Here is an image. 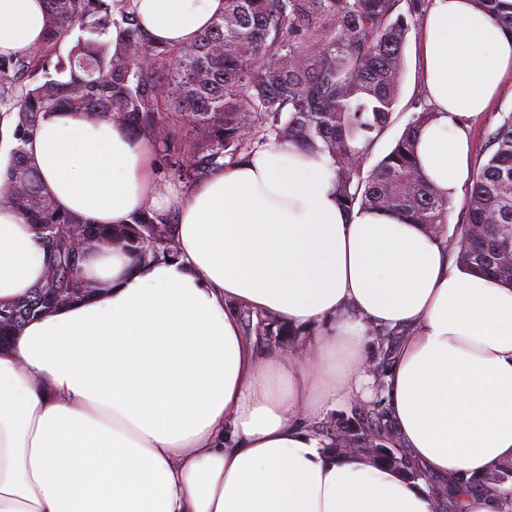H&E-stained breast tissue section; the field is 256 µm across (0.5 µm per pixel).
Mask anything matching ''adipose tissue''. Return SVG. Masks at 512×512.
<instances>
[{
  "mask_svg": "<svg viewBox=\"0 0 512 512\" xmlns=\"http://www.w3.org/2000/svg\"><path fill=\"white\" fill-rule=\"evenodd\" d=\"M159 43L191 44L224 0H134ZM46 0H0V54L40 46ZM418 134L423 177L457 200L471 142L512 74V34L472 0H433ZM26 160L60 211L104 229L176 211V257L139 263L102 233L88 298L0 347V512H434L422 482L337 454L309 423L366 381L371 328L402 331L382 393L428 474L478 479L512 462V288L449 269L403 217L344 210L328 157L268 145L189 194L156 184L151 149L118 122L44 114ZM34 225L0 204V308L48 273ZM316 328L303 357L265 354L238 313Z\"/></svg>",
  "mask_w": 512,
  "mask_h": 512,
  "instance_id": "1",
  "label": "adipose tissue"
}]
</instances>
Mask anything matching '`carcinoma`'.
<instances>
[{
    "label": "carcinoma",
    "mask_w": 512,
    "mask_h": 512,
    "mask_svg": "<svg viewBox=\"0 0 512 512\" xmlns=\"http://www.w3.org/2000/svg\"><path fill=\"white\" fill-rule=\"evenodd\" d=\"M512 33V0H472ZM407 9H401V4ZM49 29L40 49L0 56V108L18 116L20 142L11 156L0 198L37 225L49 249L50 273L24 299L5 309L38 316L36 303L61 302L84 293L88 226L59 212L25 160V134L47 112L76 110L145 131L167 146L172 120L162 99L171 95L179 117L206 145L193 158L196 179L253 151L257 128L326 155L336 193L347 209L392 212L442 236L449 200L428 184L417 166L418 133L436 117L418 96L408 123L389 153L370 171L371 147L393 122L405 70L410 24L425 0H224V13L185 47L156 43L140 29L132 0H47ZM119 18H113V15ZM119 29L112 44L110 29ZM89 34L68 58L51 62L74 30ZM489 154L472 177L466 220L457 227L459 266L512 287V115L489 138ZM171 226L144 214L110 232L138 261L169 257ZM79 238L82 248L73 245ZM512 465L502 464L477 481L459 479L440 491L441 512H463L461 488L512 500Z\"/></svg>",
    "instance_id": "1"
}]
</instances>
